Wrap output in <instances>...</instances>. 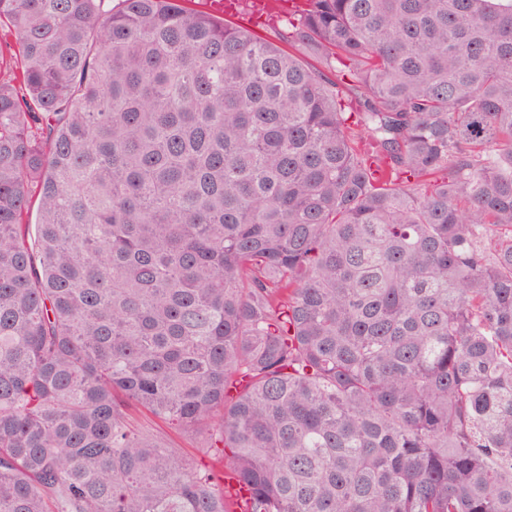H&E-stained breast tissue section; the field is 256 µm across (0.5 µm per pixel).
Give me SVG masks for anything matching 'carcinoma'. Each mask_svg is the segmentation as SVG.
I'll return each instance as SVG.
<instances>
[{
  "label": "carcinoma",
  "mask_w": 512,
  "mask_h": 512,
  "mask_svg": "<svg viewBox=\"0 0 512 512\" xmlns=\"http://www.w3.org/2000/svg\"><path fill=\"white\" fill-rule=\"evenodd\" d=\"M185 2L0 0V512H512V0ZM209 1L210 0H195V3L191 5L193 8H197L200 10H204L211 15L218 17L220 19H224L226 21H229L230 23L234 25H239L243 27H247L250 30H252L257 36H259L262 39L269 40V41H275L276 40V30L278 29V25L276 23H270L269 25L263 26L260 29L253 28L245 23L243 19L245 20L249 15L247 14V11L243 10L241 7V13L242 16L240 18L232 17L238 12L239 6L241 4L240 1L245 0H212L213 4V10L217 14H221L222 16H217L213 14L209 9ZM228 16V17H224Z\"/></svg>",
  "instance_id": "cac0c4a2"
}]
</instances>
